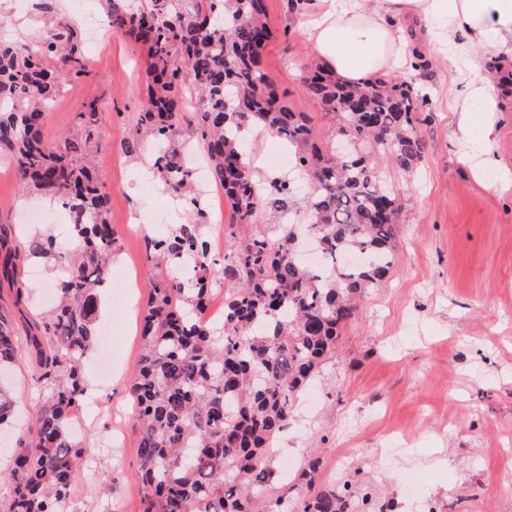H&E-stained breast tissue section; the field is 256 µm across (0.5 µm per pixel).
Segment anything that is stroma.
<instances>
[{
	"mask_svg": "<svg viewBox=\"0 0 512 512\" xmlns=\"http://www.w3.org/2000/svg\"><path fill=\"white\" fill-rule=\"evenodd\" d=\"M273 35L262 50L265 70L279 95L297 112L312 115L318 140L335 137L331 116L303 92L299 74L315 64L310 44L298 31V16L286 0H266ZM73 0H42L15 11L0 0V40L32 43L58 25H73ZM427 69L405 72L425 88L431 106L418 133L428 143L417 175L387 169L390 189L404 210L395 232V262L385 279L365 294L359 312L341 330L336 352L321 366L311 389L317 399L296 402L287 429L268 457L277 474L269 499L305 491L282 472L318 463L322 481L332 474L367 488L386 512H512V187L488 189L479 176L485 156L457 128L450 99L482 79L485 68L431 56ZM80 75L46 109L44 140L54 146L80 143L96 157L110 188L109 220L119 241L113 269L137 260L139 286L120 312L104 289L101 321L119 316L122 327L99 337L86 380L91 402L77 425L84 449L68 512H140L144 487L136 467L130 383L141 355L140 322L156 279L166 269L147 260L133 232L148 213L166 208L171 225L188 213L169 195L139 191L138 171L152 163L153 136L137 127L147 98V59L130 39L105 31L94 52L85 53ZM97 101L92 128L77 114ZM138 134L139 155L124 142ZM56 201L25 188L7 152H0V224L23 225L18 245L43 232L24 224L33 210L55 211ZM56 262L34 259L22 280L31 287L33 314L51 305L46 294ZM10 387L20 420H31L47 404L32 355L20 352ZM416 490H408L409 479Z\"/></svg>",
	"mask_w": 512,
	"mask_h": 512,
	"instance_id": "stroma-1",
	"label": "stroma"
}]
</instances>
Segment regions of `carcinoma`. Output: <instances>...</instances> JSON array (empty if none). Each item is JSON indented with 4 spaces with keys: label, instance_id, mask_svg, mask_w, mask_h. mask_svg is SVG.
Segmentation results:
<instances>
[{
    "label": "carcinoma",
    "instance_id": "obj_1",
    "mask_svg": "<svg viewBox=\"0 0 512 512\" xmlns=\"http://www.w3.org/2000/svg\"><path fill=\"white\" fill-rule=\"evenodd\" d=\"M112 30L147 54L148 100L137 126L166 137L154 168L164 186L185 195L182 143L205 156L224 189L235 243L224 262L201 264V276L155 281L142 326L143 348L130 392L138 469L148 492L142 512H290L288 498L262 499L275 471L267 451L286 428L298 395L336 350L340 327L362 294L393 265L395 224L403 203L385 184L379 163L412 174L426 142L417 127L430 96L391 76L346 85L324 66L300 75L303 92L336 119V139L319 142L307 113L294 111L262 67L272 32L265 0H109ZM76 30L46 31L41 45L0 41V149L8 150L23 183L68 208L82 250L61 257L57 305L38 319L21 309L18 269L31 256L56 258V239L34 236L25 250L15 229L0 225V286L15 290L25 341L49 403L18 439L3 512H67L83 449L71 406L87 394L86 362L95 342L100 289L109 281L117 244L108 217L109 189L80 147L45 143V108L72 72L82 71ZM199 93L183 111L187 87ZM260 129L293 150L296 177L307 182L300 222L273 238L255 224L275 220L294 198L288 176L262 195L243 154L238 130ZM307 231L323 255L318 268L298 258ZM195 248L207 257L197 224H181L154 242L156 265ZM232 290L224 297V334L200 319L211 266ZM17 323L0 312V377L15 362ZM15 400L0 381V428ZM308 495L299 512H364L348 481L320 484L316 469L298 475Z\"/></svg>",
    "mask_w": 512,
    "mask_h": 512
}]
</instances>
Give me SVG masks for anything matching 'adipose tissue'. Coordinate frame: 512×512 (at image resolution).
<instances>
[{
    "label": "adipose tissue",
    "mask_w": 512,
    "mask_h": 512,
    "mask_svg": "<svg viewBox=\"0 0 512 512\" xmlns=\"http://www.w3.org/2000/svg\"><path fill=\"white\" fill-rule=\"evenodd\" d=\"M303 16L315 58L347 84L407 68L399 27L407 17L422 21L451 59L471 62L476 37L485 53L512 58V0H308ZM454 109L459 131L481 129L480 148L489 151L503 109L495 88L472 86Z\"/></svg>",
    "instance_id": "1"
}]
</instances>
